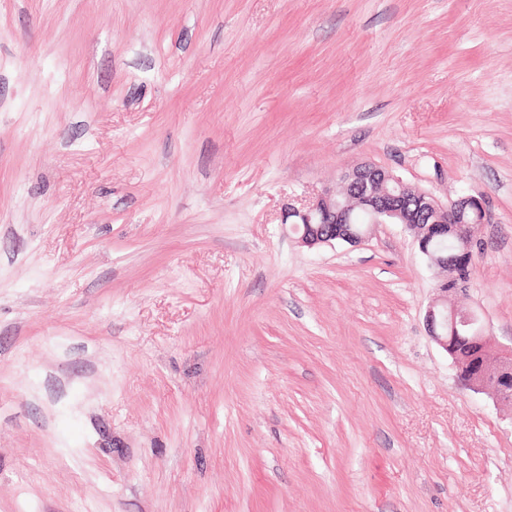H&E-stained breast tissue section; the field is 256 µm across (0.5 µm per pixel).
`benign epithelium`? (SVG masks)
I'll use <instances>...</instances> for the list:
<instances>
[{
  "instance_id": "7a95c632",
  "label": "benign epithelium",
  "mask_w": 512,
  "mask_h": 512,
  "mask_svg": "<svg viewBox=\"0 0 512 512\" xmlns=\"http://www.w3.org/2000/svg\"><path fill=\"white\" fill-rule=\"evenodd\" d=\"M340 182L348 189L347 194L326 190L300 208L290 204L285 209V223L300 233L299 242L311 248L336 241L361 242L367 232L348 229L357 211L372 227L405 225L438 278L437 297L427 308L425 321L430 336L452 359L457 385L475 393L490 391L498 401L512 403V349L497 358L489 356L490 338L480 317L452 304V298L467 286L468 280L448 276V256L434 247L437 240L450 235L461 243L462 254L470 253L487 218L467 222L460 215L484 209L481 198L465 195L443 204L372 163L343 171Z\"/></svg>"
}]
</instances>
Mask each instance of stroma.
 Segmentation results:
<instances>
[{
    "mask_svg": "<svg viewBox=\"0 0 512 512\" xmlns=\"http://www.w3.org/2000/svg\"><path fill=\"white\" fill-rule=\"evenodd\" d=\"M362 162L511 349L512 0H0V512H512L411 233L282 223Z\"/></svg>",
    "mask_w": 512,
    "mask_h": 512,
    "instance_id": "obj_1",
    "label": "stroma"
}]
</instances>
